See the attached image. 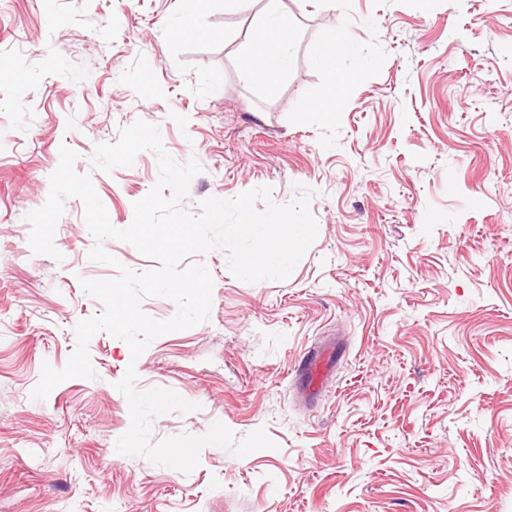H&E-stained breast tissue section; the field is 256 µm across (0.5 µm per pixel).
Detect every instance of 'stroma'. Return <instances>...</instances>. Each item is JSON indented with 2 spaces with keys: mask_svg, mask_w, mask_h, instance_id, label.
<instances>
[{
  "mask_svg": "<svg viewBox=\"0 0 512 512\" xmlns=\"http://www.w3.org/2000/svg\"><path fill=\"white\" fill-rule=\"evenodd\" d=\"M268 0H0V512H512V0H281L294 14L288 74L269 96L239 46ZM190 23L193 34L175 31ZM342 36L353 81L335 119L308 104L327 83L312 56ZM159 127L201 174L183 206L266 185L310 189L318 235L289 277L249 284L226 254L197 255L214 286L207 322L139 358L97 333L96 379L35 400L63 368L78 321L100 314L81 279L95 240L71 198L34 254L27 213L75 150L112 224L158 180L157 159L94 169L97 144L135 120ZM332 344L319 390L295 372ZM195 403L152 423L158 442L274 441L239 457L204 447L191 472L118 454L131 424L115 389Z\"/></svg>",
  "mask_w": 512,
  "mask_h": 512,
  "instance_id": "1",
  "label": "stroma"
}]
</instances>
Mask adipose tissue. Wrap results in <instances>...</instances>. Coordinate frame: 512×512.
Returning a JSON list of instances; mask_svg holds the SVG:
<instances>
[{
    "label": "adipose tissue",
    "instance_id": "obj_1",
    "mask_svg": "<svg viewBox=\"0 0 512 512\" xmlns=\"http://www.w3.org/2000/svg\"><path fill=\"white\" fill-rule=\"evenodd\" d=\"M293 22L288 12L273 8L253 28L241 46L242 76L258 80L267 94L278 90L289 65V49L293 42ZM346 45L342 39L323 44L315 60L329 78V85L312 103V110L323 119H331L335 112L336 95L347 83L338 68V59Z\"/></svg>",
    "mask_w": 512,
    "mask_h": 512
}]
</instances>
